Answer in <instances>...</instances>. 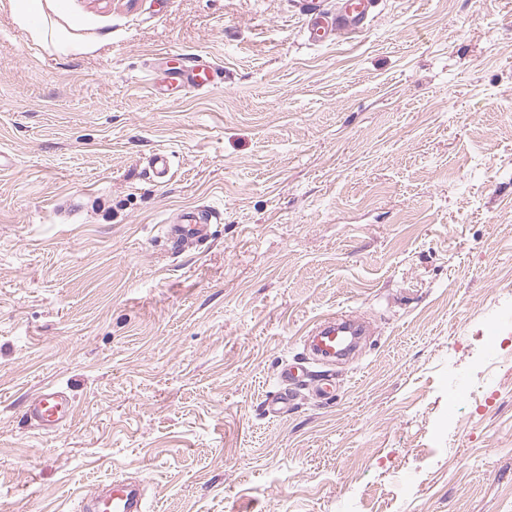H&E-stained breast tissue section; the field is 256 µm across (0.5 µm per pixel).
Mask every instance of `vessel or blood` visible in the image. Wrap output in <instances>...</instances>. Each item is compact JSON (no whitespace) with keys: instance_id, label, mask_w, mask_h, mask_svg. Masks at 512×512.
I'll return each instance as SVG.
<instances>
[{"instance_id":"b4317fda","label":"vessel or blood","mask_w":512,"mask_h":512,"mask_svg":"<svg viewBox=\"0 0 512 512\" xmlns=\"http://www.w3.org/2000/svg\"><path fill=\"white\" fill-rule=\"evenodd\" d=\"M371 0H336L332 9L324 8L323 0H302L301 13L306 20L308 38L316 44L324 43L342 34L361 32L370 18ZM217 69L202 57H182L180 65L158 67L155 70L157 85L203 91L212 86ZM209 212L195 208L183 211L179 220L165 229L166 241L172 252L203 242L208 237ZM360 324L344 313L323 318L309 332L315 354L325 359L349 356L354 348L353 337L362 335ZM293 370L282 371L278 379L281 389L265 402L266 412L280 415L288 405V392L283 384L293 377ZM74 406L69 394L52 384L42 386L28 400L24 417L26 421L46 433L63 430L72 420ZM93 512H146L137 488L122 482L108 483L106 492L92 505Z\"/></svg>"}]
</instances>
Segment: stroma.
<instances>
[{
    "instance_id": "obj_1",
    "label": "stroma",
    "mask_w": 512,
    "mask_h": 512,
    "mask_svg": "<svg viewBox=\"0 0 512 512\" xmlns=\"http://www.w3.org/2000/svg\"><path fill=\"white\" fill-rule=\"evenodd\" d=\"M299 2L0 0V512L114 477L152 512H512V0H375L322 45ZM176 54L221 80L153 87ZM339 311L375 334L317 360ZM209 217H213L211 211L195 208L182 211L178 221L168 224L165 239L172 252L179 253L187 246L206 240ZM74 406L69 394L53 384L42 386L28 400L24 418L44 433H58L72 420Z\"/></svg>"
}]
</instances>
